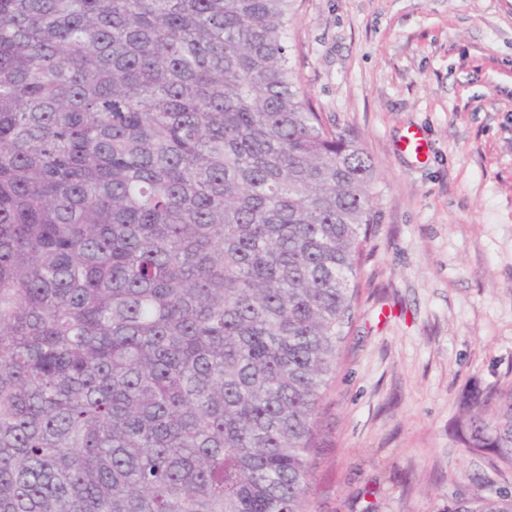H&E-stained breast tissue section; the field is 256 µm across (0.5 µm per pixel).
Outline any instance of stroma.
<instances>
[{"label":"stroma","instance_id":"1","mask_svg":"<svg viewBox=\"0 0 512 512\" xmlns=\"http://www.w3.org/2000/svg\"><path fill=\"white\" fill-rule=\"evenodd\" d=\"M289 64L373 159L380 219L324 392L310 512H448L512 493L458 440L512 386V0H297ZM420 130L429 148L402 149Z\"/></svg>","mask_w":512,"mask_h":512}]
</instances>
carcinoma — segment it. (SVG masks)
<instances>
[{
    "label": "carcinoma",
    "instance_id": "obj_1",
    "mask_svg": "<svg viewBox=\"0 0 512 512\" xmlns=\"http://www.w3.org/2000/svg\"><path fill=\"white\" fill-rule=\"evenodd\" d=\"M294 2L0 0V512H308L379 210ZM462 406L512 470V388Z\"/></svg>",
    "mask_w": 512,
    "mask_h": 512
}]
</instances>
